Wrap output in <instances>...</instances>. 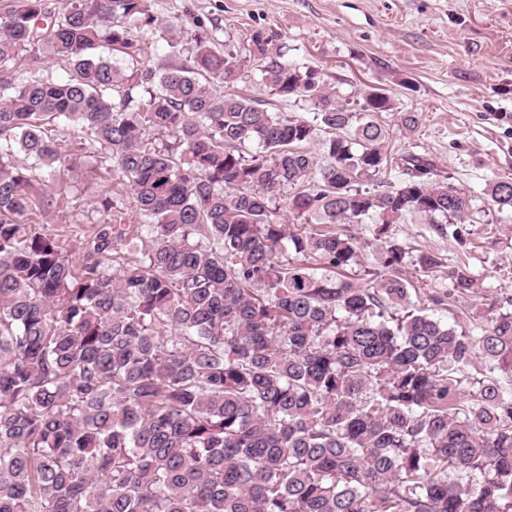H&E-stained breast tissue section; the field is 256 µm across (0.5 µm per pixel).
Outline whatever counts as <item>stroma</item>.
<instances>
[{
	"label": "stroma",
	"instance_id": "obj_1",
	"mask_svg": "<svg viewBox=\"0 0 512 512\" xmlns=\"http://www.w3.org/2000/svg\"><path fill=\"white\" fill-rule=\"evenodd\" d=\"M150 9L159 20L200 27L217 48L247 59L233 91L271 111L305 117L312 106L262 83L248 60L258 29L272 32L288 61L319 70L340 102L353 107L368 87L384 89L392 108L375 119L392 132V154L432 159L472 198L468 247L419 214L394 227L407 264L420 251L462 256L483 283V302L512 297V213L484 195L489 183L512 178V0H150ZM406 112L419 119L411 133L401 127ZM79 136L73 127L57 133L77 179L67 188L54 179L43 185L62 200L37 221L59 234L100 223L101 196H127L109 164L93 167L78 155Z\"/></svg>",
	"mask_w": 512,
	"mask_h": 512
}]
</instances>
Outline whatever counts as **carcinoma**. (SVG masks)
I'll list each match as a JSON object with an SVG mask.
<instances>
[{
    "label": "carcinoma",
    "instance_id": "obj_1",
    "mask_svg": "<svg viewBox=\"0 0 512 512\" xmlns=\"http://www.w3.org/2000/svg\"><path fill=\"white\" fill-rule=\"evenodd\" d=\"M140 27L190 36L185 62L144 64ZM103 41L129 65L96 55ZM37 42L65 78L22 73ZM250 44L266 86L312 116L217 92L244 61L148 0L57 16L0 0V512H512V386L495 375L512 373V298L479 327L431 317L392 236L419 213L464 248L471 199L412 153L384 183L372 116L390 98L372 89L353 112L267 31ZM68 125L130 187L74 231L78 262L26 221L60 202L41 184L70 170ZM485 194L512 211V179ZM367 218L380 271L361 283L342 271ZM415 267L448 281L436 307L481 288L462 259L421 251Z\"/></svg>",
    "mask_w": 512,
    "mask_h": 512
}]
</instances>
